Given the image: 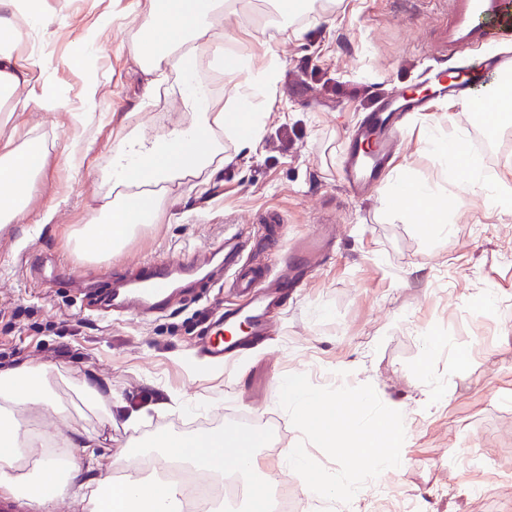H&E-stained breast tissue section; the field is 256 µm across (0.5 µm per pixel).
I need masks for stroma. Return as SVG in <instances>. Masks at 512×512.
<instances>
[{
    "label": "stroma",
    "mask_w": 512,
    "mask_h": 512,
    "mask_svg": "<svg viewBox=\"0 0 512 512\" xmlns=\"http://www.w3.org/2000/svg\"><path fill=\"white\" fill-rule=\"evenodd\" d=\"M144 11V0H68L65 20L42 41L38 72L61 108L0 117V137L38 138L47 150L24 218L0 229V368L50 367L74 428L138 461H150L158 432L201 435L245 423L267 435L261 458L273 465L302 438L274 380L304 373L332 387L341 375L400 405L414 439L407 463L379 480L388 492L379 512L406 503L418 512L512 507V214L470 196L453 236L431 240L418 230L419 215L387 214L379 200L403 175L447 189L438 154L421 141L433 121L445 135L465 127L469 150L496 171L512 157V124L501 122L489 138L481 118L441 104L408 121L398 159L370 196L349 197L341 179L346 138L377 94L423 80L429 65L455 68L495 51L445 59L432 43L440 13L427 0H335L300 20L297 39L270 27V0H252L228 32L279 73L257 150L236 153L225 136L233 159L219 175L184 182L157 224L92 262L78 254L75 233L111 188L119 131L130 124L154 138L185 117L169 91L176 73L144 90L131 53ZM50 208L52 222L42 223ZM330 233L333 251L314 260L303 285L285 290L263 340L200 371L209 325L248 298L215 269L225 239L276 274L300 242ZM178 260L203 275L194 288H176L165 312H98V295ZM489 287L498 306L476 309ZM93 375L112 391V420L90 412L78 393ZM431 380L444 391L435 402ZM133 412L140 420L130 427Z\"/></svg>",
    "instance_id": "stroma-1"
}]
</instances>
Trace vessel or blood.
Returning a JSON list of instances; mask_svg holds the SVG:
<instances>
[{"label": "vessel or blood", "instance_id": "vessel-or-blood-1", "mask_svg": "<svg viewBox=\"0 0 512 512\" xmlns=\"http://www.w3.org/2000/svg\"><path fill=\"white\" fill-rule=\"evenodd\" d=\"M440 39L452 58L474 47L512 41V0H448V16L440 29ZM511 70L512 59L500 60L492 66L478 61L455 72L441 67L429 69L426 81L434 86L436 94L475 100L486 85L499 81ZM429 102L428 96L416 94L413 87L401 86L379 95L364 110L347 137L343 176L350 196L365 193L391 166L401 135V114L427 111ZM224 268L240 288L254 287L256 279L243 265L239 247L231 238L224 242ZM188 272V267L181 264L161 266L149 278L135 280L130 288L114 294L108 309L113 313L130 308L150 314L163 312L170 300L168 291L172 284ZM240 317L239 311L229 310L214 321L215 333L205 345L212 358L223 359L247 339L262 335L263 323L257 317L247 336L225 338V327Z\"/></svg>", "mask_w": 512, "mask_h": 512}]
</instances>
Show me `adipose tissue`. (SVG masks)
Returning <instances> with one entry per match:
<instances>
[{"instance_id":"1","label":"adipose tissue","mask_w":512,"mask_h":512,"mask_svg":"<svg viewBox=\"0 0 512 512\" xmlns=\"http://www.w3.org/2000/svg\"><path fill=\"white\" fill-rule=\"evenodd\" d=\"M242 0H147L131 51L148 76L163 70L179 76L178 92L189 111L187 120L161 140L147 141L137 131L122 135L112 156V191L101 197L93 217L78 232L77 244L86 254L107 259L120 252L141 227L155 223L162 202L174 186L189 179L215 175L229 162L224 136L232 134L241 150H254L263 136L258 100L273 104L268 89L277 73L256 64L250 54L224 35V23L237 16ZM61 10L45 11L40 0H0V96L10 99V112L58 110V95L48 83L37 84L32 73L40 67L35 56L19 52L25 38L44 34L62 21ZM224 61V90L232 106L199 92L196 78L204 49ZM24 97H17L19 88ZM425 145L448 167V180L459 190L484 196L512 210V176L480 167L463 146L461 134L438 135L429 128ZM45 151L36 143L15 145L0 140V224H13L25 214L33 180L44 166ZM429 184L403 177L381 199L383 207L406 196L409 205L425 209L433 235L447 237L462 217L458 205L431 207L437 196ZM46 365L26 363L0 369V495L23 500L27 512H52L68 498L78 512H171L175 487L154 491L150 479L131 471L117 478L114 465L129 464L130 452L115 449L113 467L98 463L99 443L92 434L70 425L50 383ZM48 410L55 432L27 427L32 411ZM256 437L215 433L205 438L159 435L151 452L168 464L214 475L247 476L243 487L245 512H270L268 476L259 466Z\"/></svg>"}]
</instances>
